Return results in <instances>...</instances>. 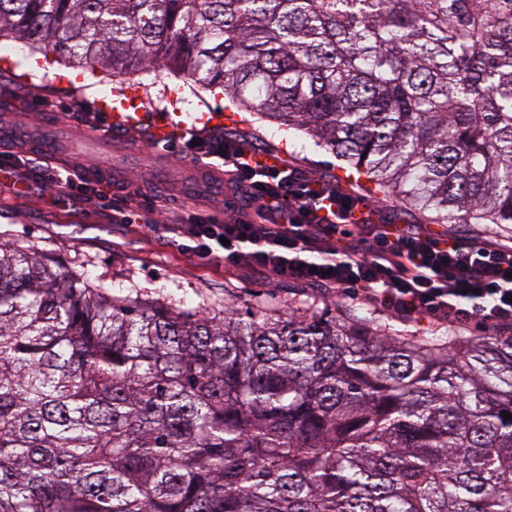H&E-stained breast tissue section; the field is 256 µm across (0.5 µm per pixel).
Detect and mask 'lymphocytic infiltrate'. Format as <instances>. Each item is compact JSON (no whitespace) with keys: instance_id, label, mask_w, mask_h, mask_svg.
Segmentation results:
<instances>
[{"instance_id":"lymphocytic-infiltrate-1","label":"lymphocytic infiltrate","mask_w":512,"mask_h":512,"mask_svg":"<svg viewBox=\"0 0 512 512\" xmlns=\"http://www.w3.org/2000/svg\"><path fill=\"white\" fill-rule=\"evenodd\" d=\"M198 161L219 159L244 216L229 220L194 209L147 220L151 230L205 263L227 262L313 286L358 288L363 298L408 320L456 325L469 319L497 327L512 321V244L488 236L458 239L428 224H391L379 208L288 166L268 167L234 140L189 138ZM25 173L0 164V181L77 194L111 192L89 183L84 166L51 170L29 152Z\"/></svg>"}]
</instances>
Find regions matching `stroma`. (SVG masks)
Listing matches in <instances>:
<instances>
[{"label": "stroma", "instance_id": "1", "mask_svg": "<svg viewBox=\"0 0 512 512\" xmlns=\"http://www.w3.org/2000/svg\"><path fill=\"white\" fill-rule=\"evenodd\" d=\"M64 70L58 62L28 80L0 70V152L13 153L21 134L30 142L50 140L57 154L47 159V166L60 169L76 162L89 168L104 166L122 183L143 188L147 198L168 213H179L188 205L222 219L234 216L240 200L220 190L222 172L204 169L182 145L157 147L143 135L91 139L80 130L82 120L96 111L99 100L117 93H142V106L149 115L176 110L190 124L196 113L223 112L222 90L206 91L165 71L115 76L103 69L97 70L96 84L91 87L61 80ZM199 135L231 138L259 153H277L288 167L325 182H336L341 174L339 160L317 139L300 130H284L277 121L257 114L249 115L244 123L200 130ZM118 205L112 198L82 197H67L51 205L35 186L0 206V243L62 258L73 273L109 289L112 295L144 303L165 302L188 312L220 314L231 308L259 309L295 300L317 311L340 306L344 312L386 326L396 336L486 333L476 320L452 332L428 323L403 322L366 303L354 289L337 295L270 273L201 263L142 224L114 222L112 214Z\"/></svg>", "mask_w": 512, "mask_h": 512}]
</instances>
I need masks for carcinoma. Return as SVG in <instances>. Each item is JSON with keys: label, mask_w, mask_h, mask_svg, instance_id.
Masks as SVG:
<instances>
[{"label": "carcinoma", "mask_w": 512, "mask_h": 512, "mask_svg": "<svg viewBox=\"0 0 512 512\" xmlns=\"http://www.w3.org/2000/svg\"><path fill=\"white\" fill-rule=\"evenodd\" d=\"M163 68L355 181L512 224V0H0V37ZM512 336L118 299L0 243V512H512Z\"/></svg>", "instance_id": "cac0c4a2"}]
</instances>
